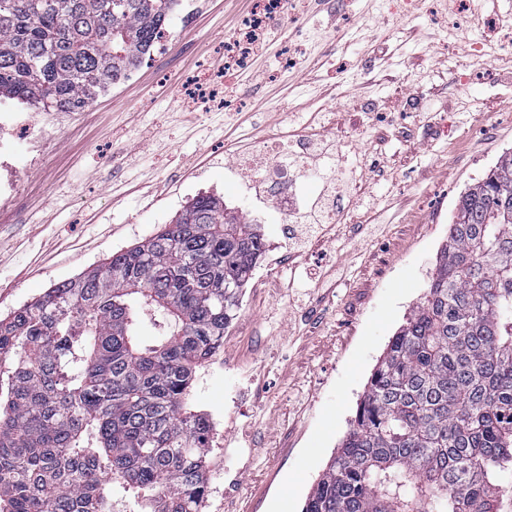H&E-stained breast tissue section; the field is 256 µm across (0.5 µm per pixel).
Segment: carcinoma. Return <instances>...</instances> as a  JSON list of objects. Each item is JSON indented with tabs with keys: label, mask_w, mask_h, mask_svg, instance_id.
Here are the masks:
<instances>
[{
	"label": "carcinoma",
	"mask_w": 512,
	"mask_h": 512,
	"mask_svg": "<svg viewBox=\"0 0 512 512\" xmlns=\"http://www.w3.org/2000/svg\"><path fill=\"white\" fill-rule=\"evenodd\" d=\"M176 0H0V98L73 111L127 78ZM265 253L200 196L174 224L0 319V512H201L197 370ZM157 334L146 342L139 326ZM512 501V151L464 191L303 512H503Z\"/></svg>",
	"instance_id": "carcinoma-1"
}]
</instances>
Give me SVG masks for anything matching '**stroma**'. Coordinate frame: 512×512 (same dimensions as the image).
Here are the masks:
<instances>
[{"label":"stroma","mask_w":512,"mask_h":512,"mask_svg":"<svg viewBox=\"0 0 512 512\" xmlns=\"http://www.w3.org/2000/svg\"><path fill=\"white\" fill-rule=\"evenodd\" d=\"M190 21H183L186 6ZM254 0H181L165 55L61 113L0 221V317L171 224L198 196L249 208L230 179L245 149L331 141L355 183L299 250L281 214L254 218L266 253L197 373L214 425L202 512H302L386 346L422 297L458 197L512 150V0H295L224 107L182 90L224 68Z\"/></svg>","instance_id":"35a3bbf8"}]
</instances>
